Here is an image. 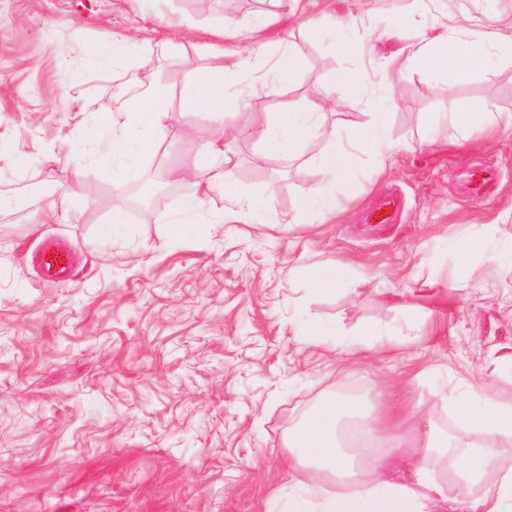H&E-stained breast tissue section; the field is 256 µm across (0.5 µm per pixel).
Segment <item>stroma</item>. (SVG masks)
<instances>
[{
  "instance_id": "stroma-1",
  "label": "stroma",
  "mask_w": 512,
  "mask_h": 512,
  "mask_svg": "<svg viewBox=\"0 0 512 512\" xmlns=\"http://www.w3.org/2000/svg\"><path fill=\"white\" fill-rule=\"evenodd\" d=\"M495 8L512 0H302L288 16L277 0H0V512H284L289 493L321 478L289 465L290 433L323 398H357L381 414L406 403L414 424L451 439L439 464L451 477L479 432H461L448 388L476 379L494 348L512 343V58L448 84L433 70L386 86L369 57L345 68L360 86L339 92L317 131L347 135L389 94L385 135L404 149L384 164L358 156L357 178L336 185L333 218L299 206L327 181L308 155L266 158L229 133L237 165L196 204L176 183L145 215L127 189L144 185L152 159L123 179L95 164L108 137L98 118L129 83L153 73L177 109L192 80L214 63L212 48L242 49L256 18L267 21L270 67L285 49L302 61L294 87L267 82L271 105L320 101L328 39L325 13L353 11L355 37H383L409 18L454 20L480 36ZM238 33H224L225 22ZM124 34L140 44L108 68L95 50ZM461 98L494 105L464 137L448 138ZM221 121L213 114L159 137L165 165H194ZM488 168L489 202L471 201L470 172ZM68 218L43 212L74 180ZM269 195L267 212L243 223L225 198ZM393 194L395 221L361 223L363 210ZM123 210L120 232L110 230ZM192 227L175 234L171 215ZM486 237L461 260L462 247ZM70 249L71 278L46 280L33 260L46 243ZM347 265L339 292L314 289L327 264Z\"/></svg>"
}]
</instances>
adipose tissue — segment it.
Here are the masks:
<instances>
[{
	"label": "adipose tissue",
	"instance_id": "obj_1",
	"mask_svg": "<svg viewBox=\"0 0 512 512\" xmlns=\"http://www.w3.org/2000/svg\"><path fill=\"white\" fill-rule=\"evenodd\" d=\"M351 27L349 14L325 15L323 28L331 37L332 59L371 57L388 85L404 72L426 69L436 70L446 82L455 83L468 73L483 69L492 52L512 50V32L490 31L473 39L457 28L446 27L424 31L416 43L387 54L377 44L353 37ZM264 28V21L255 23L251 50L216 49V65L195 78L177 112L167 108L163 85L149 77L141 79L130 102L104 110L102 119L110 137L95 154V163L115 170H133L138 161L154 153L158 134L170 121L222 113L259 143L266 156L313 153L317 165L331 175L332 181L311 190L302 205L335 214L334 183L354 177L356 151L379 160L398 151V144L387 140L383 133V119L394 109L395 101L388 95L379 98L374 104L373 121L359 127L353 139H341L327 150L316 151V133L325 103L304 109L283 104L269 110L260 101V87L251 80L258 71L252 53L262 46L259 35ZM449 401L458 426L478 430L488 441L485 447L469 449L456 472L458 503L467 512H506L512 507V468L503 469L499 457L502 438L512 436V393L498 390L489 374L469 384L466 395L450 396ZM357 412L355 402L333 397L321 400L291 436L298 456L320 462L337 481L347 480L350 462L339 450L336 435L342 417ZM361 428L371 440L361 452L368 468L374 471V478L360 481L357 490L348 494L330 495L321 485L312 484L309 496L289 494L287 512H308V499L312 496L321 499L322 512H439L440 504L448 500V484L437 477L436 463L448 446L447 437L430 433L424 447L410 452L398 447L379 453L374 444L390 434V427L379 417L362 423Z\"/></svg>",
	"mask_w": 512,
	"mask_h": 512
}]
</instances>
